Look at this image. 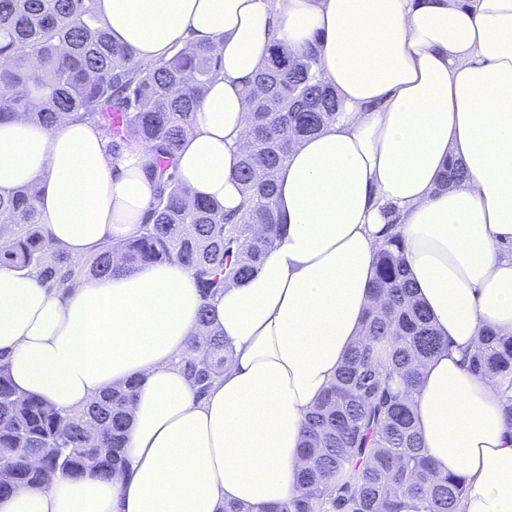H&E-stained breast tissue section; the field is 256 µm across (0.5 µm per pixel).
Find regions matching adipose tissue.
Segmentation results:
<instances>
[{"instance_id":"1","label":"adipose tissue","mask_w":512,"mask_h":512,"mask_svg":"<svg viewBox=\"0 0 512 512\" xmlns=\"http://www.w3.org/2000/svg\"><path fill=\"white\" fill-rule=\"evenodd\" d=\"M112 41L157 61L214 47L178 176L243 209V86L272 40L315 46L342 104L278 177L283 229L247 278L203 298L182 264L67 288L0 270V357L14 385L63 411L139 380L124 469L55 476L0 512H269L296 494L307 413L363 338L388 235L446 344L411 392L424 448L463 480L459 512H512V421L496 379L471 373L483 328L512 335V0H97ZM458 162L464 179L439 186ZM154 152L113 155L93 120L0 123V192L38 183L49 236L73 260L136 233L154 198ZM209 308L233 351L204 397L178 361Z\"/></svg>"}]
</instances>
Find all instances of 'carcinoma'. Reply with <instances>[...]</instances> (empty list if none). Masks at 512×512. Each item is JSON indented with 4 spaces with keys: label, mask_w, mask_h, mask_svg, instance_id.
<instances>
[{
    "label": "carcinoma",
    "mask_w": 512,
    "mask_h": 512,
    "mask_svg": "<svg viewBox=\"0 0 512 512\" xmlns=\"http://www.w3.org/2000/svg\"><path fill=\"white\" fill-rule=\"evenodd\" d=\"M96 0H0V122L23 116L51 130L76 112L94 120L120 155L140 145L155 155L157 191L136 234L104 244L75 263L48 237L31 183L0 192V269L39 272L42 283L64 287L85 277L131 274L177 261L209 298L247 276L273 247L283 226L277 176L292 148L333 121L340 104L317 75V51L292 50L273 40L246 89L249 122L237 178L244 210L190 196L176 158L222 60L189 45L145 62L112 43ZM121 114L120 123L112 113ZM365 339L352 349L336 381L304 424L305 466L298 493L273 512H456L460 481L435 471L422 448L408 399L392 376L415 387L419 367L443 340L406 278L402 245L387 238L376 257ZM204 343L191 341L179 365L197 397L224 373L231 350L207 313ZM470 369L497 379L512 421V335L491 327L480 334ZM139 380L114 386L76 412H61L20 393L0 360V497L41 488L62 473L106 478L122 469L130 405Z\"/></svg>",
    "instance_id": "obj_1"
}]
</instances>
